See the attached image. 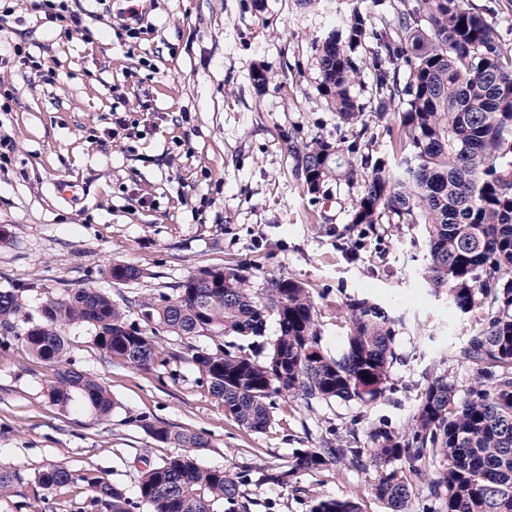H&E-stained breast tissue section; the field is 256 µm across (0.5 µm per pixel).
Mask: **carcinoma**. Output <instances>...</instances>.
<instances>
[{"label":"carcinoma","instance_id":"cac0c4a2","mask_svg":"<svg viewBox=\"0 0 512 512\" xmlns=\"http://www.w3.org/2000/svg\"><path fill=\"white\" fill-rule=\"evenodd\" d=\"M378 0H360L349 14L326 26L315 40L318 92L336 115V139L304 140L288 134L293 175L313 203L332 179L361 183L351 218L336 236L357 255L379 224H422L425 286L445 294L466 314L482 317L458 360L476 367L474 384L459 399L447 376L427 383L404 431L376 426L370 447L326 444L295 452L284 470L242 467L237 473L203 468L177 454L142 472L137 497L102 476L81 480L93 491L98 512H224L243 507L242 486L259 480L286 485L302 471L344 461L371 466L374 496L389 512H407L425 498L443 512H512V54L473 0H394L392 23L373 22ZM370 71L371 99L354 90ZM396 134L390 156L373 150L374 129ZM105 274L117 286L139 283L145 272L114 262ZM229 279L227 288L222 280ZM25 307L21 295L0 290V327L14 328ZM137 318L95 288L49 299L37 322L18 339L33 355L58 364L66 331L84 326L111 358L148 369L164 365L162 335L260 336L268 322L277 335L264 359L218 343L197 348L192 360L224 413L243 429L262 432L273 419L276 396L369 405L384 395L401 318L368 296L342 302L347 333L332 357L321 347L314 290L288 276H272L265 288H249L243 269L226 267L192 275L168 291L135 304ZM80 394L97 416L112 413L111 393L95 377L63 367L48 389L51 403L66 407ZM160 442L204 448L208 439L170 426L145 425ZM16 473L0 465V497L9 495ZM76 480L65 465L37 475L44 489ZM310 512H362L353 498L314 500Z\"/></svg>","mask_w":512,"mask_h":512}]
</instances>
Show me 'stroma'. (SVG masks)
<instances>
[{
  "instance_id": "stroma-1",
  "label": "stroma",
  "mask_w": 512,
  "mask_h": 512,
  "mask_svg": "<svg viewBox=\"0 0 512 512\" xmlns=\"http://www.w3.org/2000/svg\"><path fill=\"white\" fill-rule=\"evenodd\" d=\"M355 0H153L141 39L122 37L124 0L95 5L90 36L48 34L34 0H15L0 43L29 33L35 51L57 70L48 86L15 69L6 79L18 100L0 112V139L11 151L0 165V289L25 302L15 333L0 331V464L19 480L0 512H94L84 474L104 476L134 494L146 465L176 455L142 421L204 434L198 465L232 473L252 466L283 470L298 448L326 440L366 447L373 425L406 427L428 381L447 375L458 396L474 383L472 365L455 361L478 312L461 313L417 277L423 265L419 224H380L346 259L343 228L357 186L325 187L314 205L292 174L283 134L331 138L336 117L317 90L312 40ZM262 64L276 77L263 91L250 79ZM123 115L126 125L114 122ZM76 184L78 201L56 185ZM143 269L144 281L116 286L110 263ZM243 264L254 289L285 275L315 291L321 345L340 350L346 296L371 294L402 318L385 395L360 412L341 401L306 405L277 400L272 424L249 432L226 416L176 336L163 339L165 365L141 369L105 355L88 328L70 329L68 357L103 382L116 407L105 420L73 401L49 402L56 369L31 355L17 331L42 304L80 288L114 300L166 290L206 269ZM67 465L79 481L59 491L36 476ZM373 469L328 466L299 473L290 485L250 482V512H310L313 499L355 498L363 512H387L371 492Z\"/></svg>"
}]
</instances>
